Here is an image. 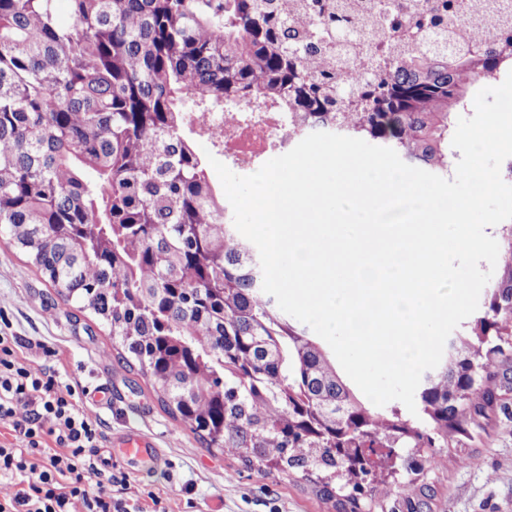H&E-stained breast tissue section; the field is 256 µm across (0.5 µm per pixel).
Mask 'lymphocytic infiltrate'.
<instances>
[{"mask_svg":"<svg viewBox=\"0 0 512 512\" xmlns=\"http://www.w3.org/2000/svg\"><path fill=\"white\" fill-rule=\"evenodd\" d=\"M44 342L0 331V512H127L112 497L115 474L93 460L101 434L83 388L23 361Z\"/></svg>","mask_w":512,"mask_h":512,"instance_id":"f902f5d3","label":"lymphocytic infiltrate"}]
</instances>
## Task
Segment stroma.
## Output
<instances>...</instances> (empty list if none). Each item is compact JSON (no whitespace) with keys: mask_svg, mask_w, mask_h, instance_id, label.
Instances as JSON below:
<instances>
[{"mask_svg":"<svg viewBox=\"0 0 512 512\" xmlns=\"http://www.w3.org/2000/svg\"><path fill=\"white\" fill-rule=\"evenodd\" d=\"M0 321L11 332L46 341L59 352L46 365L80 380L86 411L102 423L103 440L95 462L127 477L112 495L134 512H152L161 499L168 512H336L304 481L270 470L263 473L240 459L209 448L189 427L163 410L151 382L120 361L109 330L89 312L57 294L16 248L0 234ZM112 390V401L99 405L90 394ZM139 432L168 458L156 468L144 461L117 459L114 436ZM441 448L425 461L422 476L431 487L423 512H512V430L490 429L471 448Z\"/></svg>","mask_w":512,"mask_h":512,"instance_id":"obj_1","label":"stroma"}]
</instances>
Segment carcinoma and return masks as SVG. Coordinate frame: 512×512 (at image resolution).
<instances>
[{
    "label": "carcinoma",
    "instance_id": "carcinoma-1",
    "mask_svg": "<svg viewBox=\"0 0 512 512\" xmlns=\"http://www.w3.org/2000/svg\"><path fill=\"white\" fill-rule=\"evenodd\" d=\"M0 0V229L210 448L364 512L422 507L418 457L512 422V226L481 313L448 338L417 415L364 406L262 290L193 142L197 112L288 110L444 178L468 92L512 67V13L456 34L464 0ZM430 28L437 43L403 32ZM453 52H448V48ZM408 449L405 477L377 459Z\"/></svg>",
    "mask_w": 512,
    "mask_h": 512
}]
</instances>
